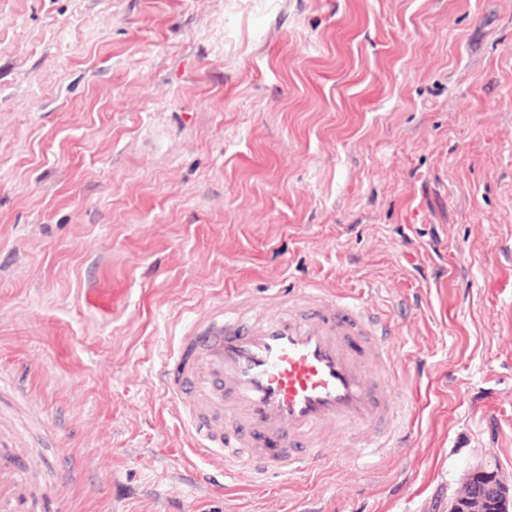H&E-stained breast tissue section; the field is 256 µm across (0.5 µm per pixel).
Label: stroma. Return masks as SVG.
Instances as JSON below:
<instances>
[{
    "label": "stroma",
    "instance_id": "1",
    "mask_svg": "<svg viewBox=\"0 0 512 512\" xmlns=\"http://www.w3.org/2000/svg\"><path fill=\"white\" fill-rule=\"evenodd\" d=\"M310 284L389 308L405 445L225 483L159 360L227 291ZM1 371L63 512H448L477 465L511 481L512 0H0Z\"/></svg>",
    "mask_w": 512,
    "mask_h": 512
}]
</instances>
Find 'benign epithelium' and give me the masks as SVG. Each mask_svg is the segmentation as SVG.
<instances>
[{
    "label": "benign epithelium",
    "mask_w": 512,
    "mask_h": 512,
    "mask_svg": "<svg viewBox=\"0 0 512 512\" xmlns=\"http://www.w3.org/2000/svg\"><path fill=\"white\" fill-rule=\"evenodd\" d=\"M448 512H512V487L498 470L478 465L469 472L463 490L448 502Z\"/></svg>",
    "instance_id": "1"
}]
</instances>
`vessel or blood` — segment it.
I'll list each match as a JSON object with an SVG mask.
<instances>
[{"mask_svg": "<svg viewBox=\"0 0 512 512\" xmlns=\"http://www.w3.org/2000/svg\"><path fill=\"white\" fill-rule=\"evenodd\" d=\"M397 333L388 313L318 286L237 291L178 336L157 370L193 448L233 481L285 484L335 467L336 432L360 455L399 445ZM28 452L0 434V512H59L29 485Z\"/></svg>", "mask_w": 512, "mask_h": 512, "instance_id": "vessel-or-blood-1", "label": "vessel or blood"}]
</instances>
